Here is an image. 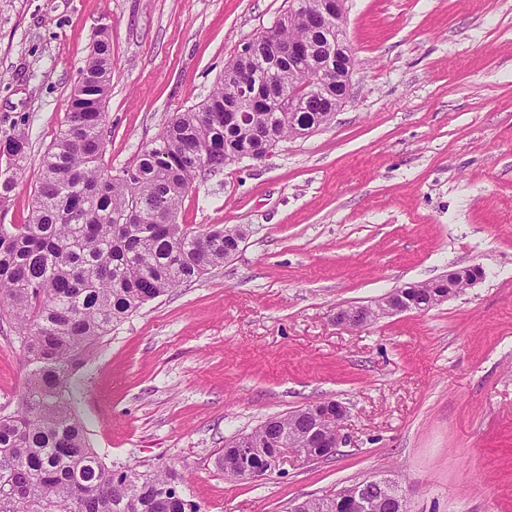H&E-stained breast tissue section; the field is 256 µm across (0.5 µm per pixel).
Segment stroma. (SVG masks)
Instances as JSON below:
<instances>
[{
	"instance_id": "obj_1",
	"label": "stroma",
	"mask_w": 512,
	"mask_h": 512,
	"mask_svg": "<svg viewBox=\"0 0 512 512\" xmlns=\"http://www.w3.org/2000/svg\"><path fill=\"white\" fill-rule=\"evenodd\" d=\"M288 0H0V141L29 148L0 224L27 223L93 42L112 45L103 163L134 165ZM352 99L264 160L198 179L178 223L241 225L223 267L113 327L75 375L108 465L175 464L204 512H289L390 475L408 512H512V0H348ZM482 266L475 286L359 329L338 308ZM26 368L0 321V406ZM333 398L346 443L261 482L215 455Z\"/></svg>"
}]
</instances>
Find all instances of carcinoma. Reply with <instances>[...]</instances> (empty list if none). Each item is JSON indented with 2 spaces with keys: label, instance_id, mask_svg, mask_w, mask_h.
I'll use <instances>...</instances> for the list:
<instances>
[{
  "label": "carcinoma",
  "instance_id": "1",
  "mask_svg": "<svg viewBox=\"0 0 512 512\" xmlns=\"http://www.w3.org/2000/svg\"><path fill=\"white\" fill-rule=\"evenodd\" d=\"M327 20L304 14L278 19L263 32L274 41L317 40ZM111 45L97 39L74 88L64 125L43 157L26 224H0V318L15 324L26 365L16 408L0 414V512H203L170 466L140 471L107 467L90 447L73 405L74 372L113 324L164 293L224 265L244 231L225 226L202 233L177 222L183 198L201 173L218 172L249 155L319 127L330 101L305 93L288 111V93L302 73L286 60L231 63L205 101L176 112L136 163L112 175L102 163L104 107L111 89ZM282 98V111L250 108V122H224L247 107V95ZM0 206L13 190L29 146L25 134L6 140ZM440 281L401 290L421 311L435 307ZM309 403L273 415L252 431L263 445L258 461L272 467L285 448L303 458L321 449L306 441ZM224 475L241 479L251 462L228 439L218 452ZM364 512H399L397 502L365 488ZM302 512H344L330 494L303 501Z\"/></svg>",
  "mask_w": 512,
  "mask_h": 512
}]
</instances>
